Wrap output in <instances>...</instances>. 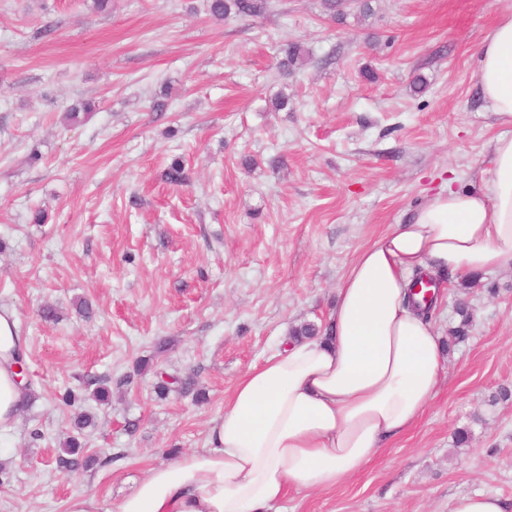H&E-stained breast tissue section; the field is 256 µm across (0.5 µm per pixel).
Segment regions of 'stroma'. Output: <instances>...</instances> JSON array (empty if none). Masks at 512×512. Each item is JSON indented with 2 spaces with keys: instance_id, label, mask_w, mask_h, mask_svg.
<instances>
[{
  "instance_id": "obj_1",
  "label": "stroma",
  "mask_w": 512,
  "mask_h": 512,
  "mask_svg": "<svg viewBox=\"0 0 512 512\" xmlns=\"http://www.w3.org/2000/svg\"><path fill=\"white\" fill-rule=\"evenodd\" d=\"M367 2L365 18L352 0L339 21L322 0H269L219 21L206 0H0V307L30 382L0 431V512H64L75 494L107 510L173 450L203 447L250 366L292 326L326 328L363 247L445 181L488 178L501 128L475 50L512 0ZM273 41L306 62L280 74ZM281 91L292 103L272 110ZM80 98L98 110L69 124ZM178 157L183 185L163 176ZM459 281L445 274L431 321L447 337L463 297L472 326L416 426L336 489L292 494L288 512H449L479 492L512 506V399L492 400L512 391V270ZM144 357L195 377L206 401L158 398ZM97 378L109 404L91 397ZM82 410L99 462L65 474L55 449Z\"/></svg>"
}]
</instances>
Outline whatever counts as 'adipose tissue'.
<instances>
[{"label": "adipose tissue", "mask_w": 512, "mask_h": 512, "mask_svg": "<svg viewBox=\"0 0 512 512\" xmlns=\"http://www.w3.org/2000/svg\"><path fill=\"white\" fill-rule=\"evenodd\" d=\"M476 74L503 128L489 178L441 186L361 249L326 332L283 342L250 367L211 420L206 447L150 468L112 512H272L290 491L336 488L414 427L446 359L434 325L408 302L412 274L512 267V12L480 39ZM21 348L14 311L1 309L0 430L25 402Z\"/></svg>", "instance_id": "1"}]
</instances>
